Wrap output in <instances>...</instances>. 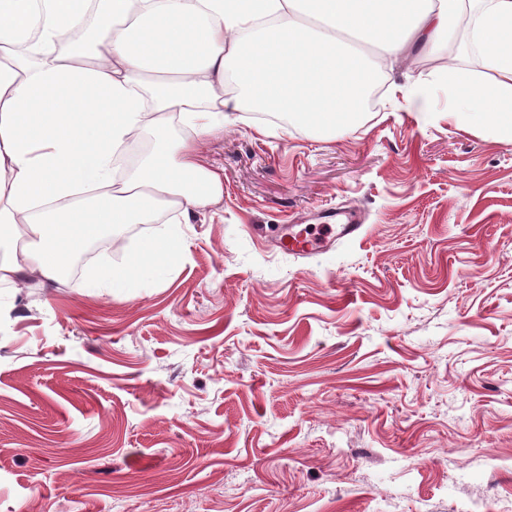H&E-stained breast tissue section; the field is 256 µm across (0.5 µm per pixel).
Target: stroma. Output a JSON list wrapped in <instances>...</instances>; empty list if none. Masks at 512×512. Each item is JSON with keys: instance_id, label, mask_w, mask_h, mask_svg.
I'll return each mask as SVG.
<instances>
[{"instance_id": "stroma-1", "label": "stroma", "mask_w": 512, "mask_h": 512, "mask_svg": "<svg viewBox=\"0 0 512 512\" xmlns=\"http://www.w3.org/2000/svg\"><path fill=\"white\" fill-rule=\"evenodd\" d=\"M164 269L0 286V512H512V142L379 94L324 134L232 112ZM347 208L307 257L273 229ZM345 222L336 224H322L318 228L320 234L317 239H309L303 230H295L294 226L282 229L277 234V247L281 251L295 255L305 256L316 249V246L326 241H335L339 239H354L362 234V224H357L356 219L351 215L342 214ZM340 214L336 213V217Z\"/></svg>"}]
</instances>
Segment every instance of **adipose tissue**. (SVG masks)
Masks as SVG:
<instances>
[{"label":"adipose tissue","instance_id":"ef3b65f1","mask_svg":"<svg viewBox=\"0 0 512 512\" xmlns=\"http://www.w3.org/2000/svg\"><path fill=\"white\" fill-rule=\"evenodd\" d=\"M87 23L97 40L84 64L61 44ZM458 39L495 79L440 72L456 119L512 142V0H0V283L58 281L100 234L219 203L224 176L198 162L196 141L225 111L354 128L360 89L383 78L380 56L406 59L415 40L437 53ZM148 72L169 86L149 93ZM176 118L193 138L167 137ZM145 126L155 150L116 179V156ZM178 237L164 227L93 278L126 287L170 262Z\"/></svg>","mask_w":512,"mask_h":512}]
</instances>
